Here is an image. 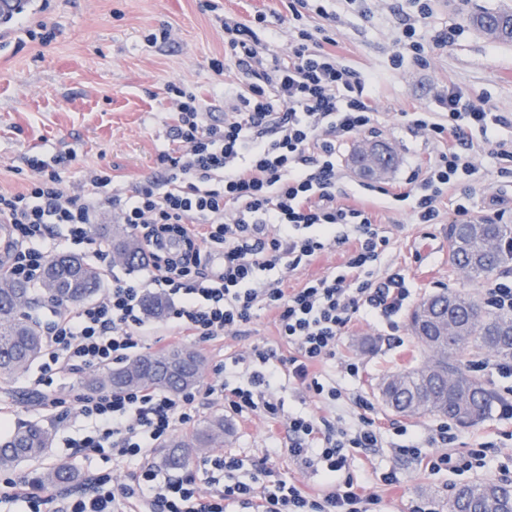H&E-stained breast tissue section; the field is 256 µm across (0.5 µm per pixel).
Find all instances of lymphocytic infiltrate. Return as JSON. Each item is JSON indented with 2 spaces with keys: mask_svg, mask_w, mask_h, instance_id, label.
Masks as SVG:
<instances>
[{
  "mask_svg": "<svg viewBox=\"0 0 512 512\" xmlns=\"http://www.w3.org/2000/svg\"><path fill=\"white\" fill-rule=\"evenodd\" d=\"M410 5L401 16L405 41L391 58L396 66L408 56L427 63V44L416 32L432 13L431 0ZM288 9L297 25L284 54L257 37L265 14L250 23L222 18L224 57L210 60L209 68L218 76L234 72L241 88L220 122L207 120L195 87L168 84L175 145L157 156L161 177L129 194L109 195L112 176L103 168L86 190L74 193L57 167L34 157L28 165L35 178L22 191H0V223L13 228L12 255L0 261V279L39 281L52 255L71 244H95L94 226L108 213L130 229L146 259L147 279L116 277L91 303L75 310L54 306L44 326L35 391L51 387L60 373L127 360L142 341L144 297L156 290L169 298L172 335L199 342L239 331L257 311L275 314L278 335L294 355L284 360L257 347L233 358L230 371H246L247 381L221 386L217 394L233 413L277 418L284 407L277 393L288 382L329 402L340 399V383L318 368L335 358L355 314L388 321L406 306L411 289L403 273L376 277L389 238L368 211L336 202L337 146L374 122L366 82L328 50L330 36L302 27L304 16L328 18L320 0H288ZM511 124L455 87L440 97L438 111L409 113L413 132L449 144L407 177L419 223L438 222L448 189L477 182V154L502 161L499 177L512 178V140L500 135ZM343 245L348 252L342 272L292 289L268 276L275 269L296 270ZM75 401L91 424L73 441L76 453L89 457L107 449L115 461L139 466L119 483L93 477L85 491L64 501L62 512H231L235 506L246 512H377L379 497L345 474L353 451L384 445L368 400L357 399L360 415L351 426L304 412L289 415L288 453L321 470L326 488L318 495L271 479L261 462L243 473L242 460L231 453L202 458L173 478L145 464L150 448L193 421L196 392L96 391L77 394ZM396 433V455L430 473L486 465L487 443L464 454L450 451L456 432L448 423L424 437L402 425Z\"/></svg>",
  "mask_w": 512,
  "mask_h": 512,
  "instance_id": "f902f5d3",
  "label": "lymphocytic infiltrate"
}]
</instances>
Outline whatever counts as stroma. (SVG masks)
Segmentation results:
<instances>
[{
  "instance_id": "35a3bbf8",
  "label": "stroma",
  "mask_w": 512,
  "mask_h": 512,
  "mask_svg": "<svg viewBox=\"0 0 512 512\" xmlns=\"http://www.w3.org/2000/svg\"><path fill=\"white\" fill-rule=\"evenodd\" d=\"M220 11L205 9V0H31L24 24H0V191L21 190L34 173L29 157L46 162L75 155L65 174L71 188H80L100 167L112 174L111 191L124 192L157 171L156 157L169 143L168 82L197 86L206 104L223 106L239 88L235 74L216 79L208 69L210 58L224 54V30L220 15L251 20L267 17L276 30L279 51L290 46L289 12L285 0H216ZM336 19L311 16L310 28L328 27L336 40V51L346 64L370 81L376 122L373 132L344 140L340 151L350 155L364 143L382 144L392 150L397 166L381 185L394 192L408 191L406 178L417 167L426 166L441 145L415 134L406 113L433 110L449 87L481 100L485 108L512 118V42H496L467 20L472 7L492 11L512 8V0H433L432 15L418 26V37L430 42L426 65L405 59L402 66L391 56L403 39L398 12L407 0H367L364 9L347 6L345 0H325ZM49 33V41L37 36V28ZM165 28L167 41L152 43L149 33ZM446 35L443 43L435 35ZM482 180L474 188L458 185L439 203L441 221L417 223L411 201H389L372 208L373 220L390 240L385 267L400 269L412 288V302L452 290L480 297L483 287L448 264V226L455 223L457 202L470 199L478 216L512 225V188L498 177L499 161L478 155ZM276 349L288 357L272 314L261 311L241 332L210 342L194 343L205 368L197 386L221 383L216 364L250 353L254 347ZM426 351L408 329V314L400 312L392 324L378 323L365 313L355 315L336 352L323 370L339 380L343 394L329 406L304 389L286 388L280 393L287 411H303L317 417L357 421L354 401L362 397L373 403L385 429L386 447L357 453L349 472L382 499V512H411L413 505L427 503L432 512H448L451 489L463 483L501 481L503 467L512 468V420L498 412L474 424L457 426L455 452L464 453L475 443H490L487 465L479 471L431 474L415 468L409 460L395 456L390 446L395 436L392 422L403 421L409 430L427 433L438 419L434 416L399 418L384 406L379 386L388 375L419 365ZM359 360L363 366L357 380L345 377L341 364ZM38 367L4 376L0 374V409L10 413L16 425L41 422L55 433L53 446L39 462L49 468L60 464L76 471L108 474L123 479L130 463L113 462L111 455L89 459L75 455L68 440L81 437L88 421L77 409L58 415L45 407L41 395L30 385ZM220 415L229 427L225 452L236 454L245 464L265 460L274 475L292 480L310 494L323 488L322 476L288 454V424L258 414L237 415L225 411L220 399L198 406L196 421ZM395 470L400 482L385 486L377 473Z\"/></svg>"
}]
</instances>
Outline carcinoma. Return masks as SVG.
I'll use <instances>...</instances> for the list:
<instances>
[{"label":"carcinoma","instance_id":"carcinoma-1","mask_svg":"<svg viewBox=\"0 0 512 512\" xmlns=\"http://www.w3.org/2000/svg\"><path fill=\"white\" fill-rule=\"evenodd\" d=\"M471 22L494 41L512 42V10L483 11ZM464 229L468 231L467 246L449 239L451 266L476 282L512 269L511 224L477 219ZM111 244L129 267L141 264L143 255L132 235L114 231ZM101 283L102 274L95 266L72 255L49 260L37 294L25 282L0 281V373L22 372L41 356V329L26 315L39 296L77 306L92 299ZM442 324L453 330L441 334ZM409 329L433 358L422 367L401 370L384 380L391 409L408 417L433 414L462 424L480 421L496 397L471 373L466 355L485 350L504 363L512 362V314L493 310L465 294L442 292L420 301L409 316ZM201 373L202 360L196 352L176 349L141 355L117 368L98 371L85 380V386L89 390L152 387L179 394L194 388ZM224 434V417H210L189 439L169 442L163 461L170 468L184 469L193 450L224 444ZM52 442V430L44 425L28 423L17 428L0 442V471L39 461ZM76 480V472L66 465L37 470L31 476V484L39 489L63 487ZM511 508L512 484L507 482L458 486L448 500V512H508Z\"/></svg>","mask_w":512,"mask_h":512}]
</instances>
